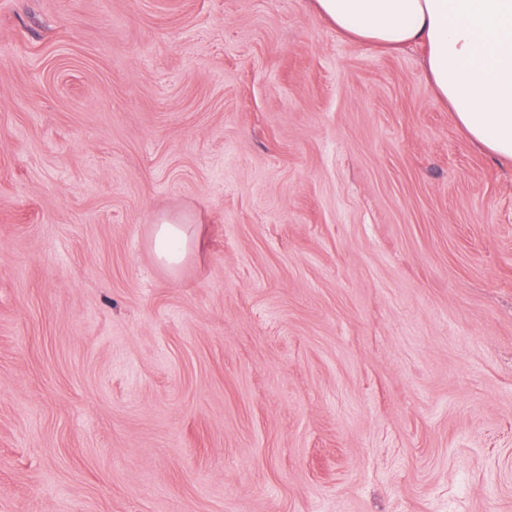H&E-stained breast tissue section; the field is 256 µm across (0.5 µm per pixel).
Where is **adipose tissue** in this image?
<instances>
[{
    "instance_id": "adipose-tissue-1",
    "label": "adipose tissue",
    "mask_w": 512,
    "mask_h": 512,
    "mask_svg": "<svg viewBox=\"0 0 512 512\" xmlns=\"http://www.w3.org/2000/svg\"><path fill=\"white\" fill-rule=\"evenodd\" d=\"M350 40L397 51L421 46L431 87L467 138L512 163V0H313ZM192 240L161 219L154 251L178 265Z\"/></svg>"
}]
</instances>
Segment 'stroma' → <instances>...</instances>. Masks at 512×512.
<instances>
[{
	"label": "stroma",
	"instance_id": "obj_1",
	"mask_svg": "<svg viewBox=\"0 0 512 512\" xmlns=\"http://www.w3.org/2000/svg\"><path fill=\"white\" fill-rule=\"evenodd\" d=\"M0 512H512V164L421 48L0 0ZM155 227L154 251L161 262L168 266L178 265L189 252L192 239L184 225L163 218Z\"/></svg>",
	"mask_w": 512,
	"mask_h": 512
}]
</instances>
